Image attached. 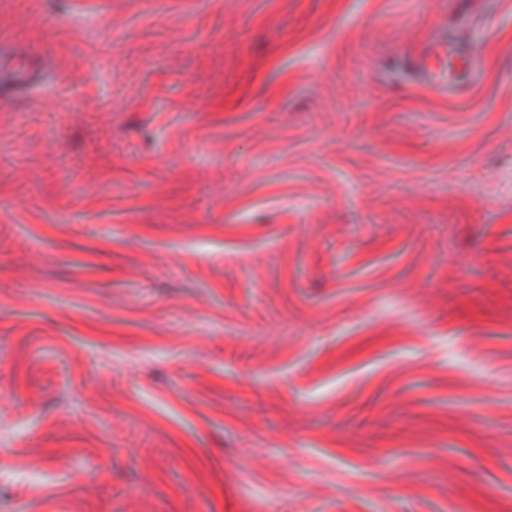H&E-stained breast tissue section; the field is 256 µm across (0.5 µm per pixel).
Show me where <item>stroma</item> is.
Segmentation results:
<instances>
[{
  "label": "stroma",
  "mask_w": 512,
  "mask_h": 512,
  "mask_svg": "<svg viewBox=\"0 0 512 512\" xmlns=\"http://www.w3.org/2000/svg\"><path fill=\"white\" fill-rule=\"evenodd\" d=\"M1 47L0 512H512V0H0ZM475 59L469 56L461 48L454 44L448 43V78L451 77L450 83L452 87L463 84L465 80H456L457 76L470 75L475 66ZM31 71L27 55L22 51H13L5 59L0 57V79L10 89L21 90L29 82Z\"/></svg>",
  "instance_id": "35a3bbf8"
}]
</instances>
